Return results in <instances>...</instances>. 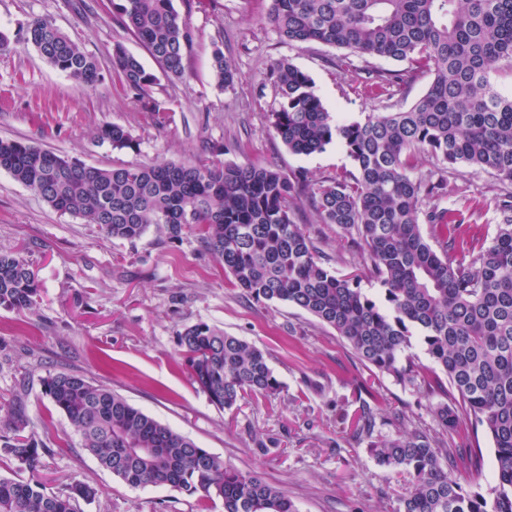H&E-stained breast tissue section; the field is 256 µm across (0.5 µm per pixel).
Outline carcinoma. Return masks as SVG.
Masks as SVG:
<instances>
[{
	"label": "carcinoma",
	"mask_w": 512,
	"mask_h": 512,
	"mask_svg": "<svg viewBox=\"0 0 512 512\" xmlns=\"http://www.w3.org/2000/svg\"><path fill=\"white\" fill-rule=\"evenodd\" d=\"M114 9L163 76H184L193 32L173 0H118ZM268 20L291 43L314 41L407 64L363 76L349 58L338 60L352 82L377 97H393L413 74L433 80L406 110L342 122L305 72L285 59L275 62L279 101L268 113L270 127L296 155L340 143L352 170L331 180L313 183L304 171L287 176L271 166L218 159L95 168L3 139L0 170L112 239L133 242L152 225L171 240L194 229L256 301L285 302L312 315L381 378L431 395L453 390L459 406L440 401L430 407L439 437L402 430L399 411L376 421L360 397L350 435L367 445L378 466L407 479L392 512H512V202L499 205L501 221L490 243L473 238L467 255L453 261L448 250L467 231L446 208L421 209L422 199L444 194L446 183L414 176L415 161L427 157L438 165L492 170L512 182V97L490 81L496 65L512 68V0H270ZM19 42L83 88L101 80L97 61L45 17L22 26ZM112 67L123 90L164 123L169 109L152 95L158 76L120 43L113 45ZM212 68L219 86L234 84L219 48ZM97 137L118 150L138 147L119 124H102ZM304 198L322 223L336 225L367 252L382 299L363 291L360 275L334 268L305 225L295 223L293 211ZM422 219L438 231L431 240L422 234ZM40 294L22 253L0 249V308L30 313ZM415 336L434 364L425 372L411 352ZM178 355L193 384L220 409L280 392L267 351L206 323L179 333ZM44 394L82 447L131 488L170 486L203 502L219 501L224 512H298L281 489L235 469L84 375L51 374ZM465 417L493 443L496 482L485 490L451 475L480 463L478 450L448 439ZM380 425L395 428V435L383 436ZM53 453L20 395L0 405V459L28 474L0 476V512H79L80 502L96 498L97 488L85 481L48 487L42 473Z\"/></svg>",
	"instance_id": "obj_1"
}]
</instances>
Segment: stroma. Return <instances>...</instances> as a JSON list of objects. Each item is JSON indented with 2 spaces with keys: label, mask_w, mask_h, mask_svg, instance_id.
<instances>
[{
  "label": "stroma",
  "mask_w": 512,
  "mask_h": 512,
  "mask_svg": "<svg viewBox=\"0 0 512 512\" xmlns=\"http://www.w3.org/2000/svg\"><path fill=\"white\" fill-rule=\"evenodd\" d=\"M85 2L86 11L77 13L70 0H0V32L12 37L31 18H49L96 58L103 76L85 89L33 48L0 52V139L25 141L94 167L155 159L189 163L217 155L227 163L271 165L287 175L303 170L319 182L349 169L350 160L336 143L297 156L276 138L267 120L279 101L269 77L274 62L289 60L308 74L329 112L347 122L365 112L408 109L432 82L431 75L420 74L392 99H377L351 84L337 65L338 49L281 40L267 19L268 0H174L195 38L184 78H160L153 89L170 109L161 125L120 88L112 47L122 43L150 70L157 63L122 27L112 0ZM218 48L237 72L228 88L218 87L212 76ZM106 122L126 127L138 150H115L100 141L97 128ZM433 172L448 187L424 201V209L462 211L465 225L492 238L497 203L512 195V183L463 166L438 171L431 160H418L416 175ZM294 219L306 225L321 251L338 258L339 272L361 274L364 291L380 296L363 250L334 225L321 223L308 202L299 204ZM0 249L23 252L41 284L33 313L0 309V402L23 391L32 425L48 429L54 448L44 472L49 487L61 489L73 478L97 487V497L82 512L224 509L167 486L128 487L102 468L43 394L44 378L60 371L112 388L234 468L259 473L286 492L299 512H387L402 491L401 478L351 440L344 415L355 397L382 414L403 408L409 428L433 437L440 432L431 396L387 378L374 383L369 368L332 328L287 303L248 296L197 232L171 240L153 226L133 242L112 239L96 225L54 210L0 171ZM200 322L266 350L280 393L267 401L244 400L232 411L212 405L177 355L179 333Z\"/></svg>",
  "instance_id": "1"
}]
</instances>
